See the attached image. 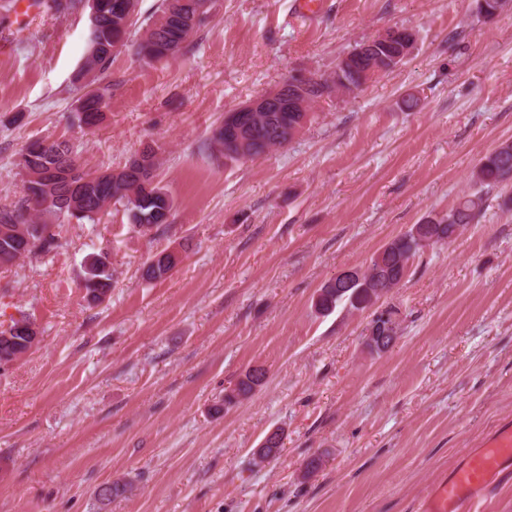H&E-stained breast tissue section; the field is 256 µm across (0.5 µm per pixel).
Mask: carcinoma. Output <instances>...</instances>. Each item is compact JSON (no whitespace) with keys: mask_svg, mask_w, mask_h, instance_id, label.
Masks as SVG:
<instances>
[{"mask_svg":"<svg viewBox=\"0 0 512 512\" xmlns=\"http://www.w3.org/2000/svg\"><path fill=\"white\" fill-rule=\"evenodd\" d=\"M127 0H33L36 7H45L60 17L90 10L89 31L83 62L74 74L77 84H92L97 74L104 72L112 62V56L123 50H132L142 67L152 68L156 64L180 55L185 43L195 30L210 18L216 0H160L155 11L143 16L140 0H134L133 9L125 11ZM110 99V86L104 85L79 99L72 110L70 123L79 128H92L99 120ZM296 112H238L224 120L212 130L207 148L224 162H240L264 155L269 150L281 147L294 138ZM61 149L53 156L37 139L28 144L20 154L19 167L25 175V197L23 201L0 208V227L16 229L24 227L25 235L0 236V261H11L29 256H47L62 246L56 224L72 218L96 223L112 205L124 208L127 218L139 230L150 231L169 223L174 206L173 199L152 180L144 183L136 169L123 168L117 174L106 169L98 176L82 171L76 158L75 146L68 140L55 141ZM61 172L75 171L80 177L90 178V183L79 192L74 210L62 209L56 198L67 190L66 178L49 182L43 173L50 167ZM512 177V144H505L482 157L472 173L474 191L465 195L457 206L441 217H428L414 224L403 235L393 239L373 254L365 270H357L352 282L336 276L327 281L318 291L316 308L329 313L345 302L356 310L375 306L392 289L398 287L405 277L409 260L428 244H448L465 227L474 223L481 214L484 195ZM158 258L157 267H148L143 273L148 281L167 278L169 257ZM86 291L96 288H112L110 265L102 256L93 257L85 271ZM390 309L375 315L371 325L381 332L398 328ZM264 377V372L255 369L240 379L235 387L224 394V405L250 395ZM130 491L123 481L100 488L98 495L103 500L117 499Z\"/></svg>","mask_w":512,"mask_h":512,"instance_id":"carcinoma-1","label":"carcinoma"}]
</instances>
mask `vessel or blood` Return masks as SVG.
<instances>
[{"label":"vessel or blood","mask_w":512,"mask_h":512,"mask_svg":"<svg viewBox=\"0 0 512 512\" xmlns=\"http://www.w3.org/2000/svg\"><path fill=\"white\" fill-rule=\"evenodd\" d=\"M509 463L512 425L507 423L465 449L462 461L423 498L420 512H471Z\"/></svg>","instance_id":"obj_1"}]
</instances>
